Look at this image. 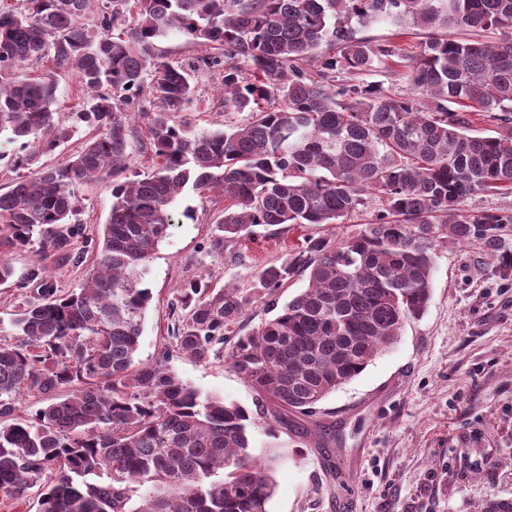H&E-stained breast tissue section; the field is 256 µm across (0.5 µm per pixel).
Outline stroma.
I'll return each mask as SVG.
<instances>
[{"label": "stroma", "mask_w": 512, "mask_h": 512, "mask_svg": "<svg viewBox=\"0 0 512 512\" xmlns=\"http://www.w3.org/2000/svg\"><path fill=\"white\" fill-rule=\"evenodd\" d=\"M53 75L56 98L77 131L49 156L62 162L79 149L88 129L77 113L83 94L73 77L44 62L17 70V77ZM196 103L182 119L195 129L241 123L245 115L224 109L217 72L198 70ZM82 235L96 239L112 205L107 184L78 192ZM180 224L170 230L151 262V301L136 362L150 364L169 350V368L202 395L252 407V389L224 356L199 362L174 350L171 306L188 278L202 275L219 286L255 288L258 271L291 260L306 237L336 239L371 222L385 204L372 197L361 215L339 224H281L243 240V261L208 248L220 197L188 192L175 203ZM306 435H270L267 421L251 428L254 452L271 458L275 491L268 512H479L491 499L512 501V223L499 225L493 245L448 241L435 250L431 300L408 321L397 342L357 377L330 394L305 422ZM332 429L327 453L314 447L313 432ZM330 457L336 469L322 465Z\"/></svg>", "instance_id": "35a3bbf8"}]
</instances>
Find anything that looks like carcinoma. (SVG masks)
<instances>
[{
	"label": "carcinoma",
	"instance_id": "carcinoma-1",
	"mask_svg": "<svg viewBox=\"0 0 512 512\" xmlns=\"http://www.w3.org/2000/svg\"><path fill=\"white\" fill-rule=\"evenodd\" d=\"M380 22L394 38L419 37L418 52L356 36ZM489 30L499 45L482 40ZM171 31L220 55L169 62L155 42ZM394 57L408 81L398 97L347 79ZM44 60L76 77L87 95L79 118L95 131L54 166L41 157L72 136L53 109L55 82L11 80ZM211 68L224 111L248 118L197 131L176 118L194 102L191 72ZM135 101L140 112L125 111ZM472 111L496 134H468ZM138 116L155 161L145 176L124 164ZM0 137L19 145L0 152L19 172L0 194V252L38 245L17 280L0 261V285H38L14 319L25 342L0 343V492L38 488L37 512H268L275 484L252 452L255 417L300 433L294 417L313 415L423 314L437 243H491L504 221L463 205L512 193V0H5ZM105 176L112 206L96 266L59 295L50 263L83 262L76 189ZM189 190L224 196L210 236L219 254L258 227L339 224L370 194L386 203L356 234L307 238L249 293L203 276L182 285L175 347L197 361L219 353L251 302L275 311L227 356L253 413L202 396L168 368L167 349L135 363L151 258ZM296 276L307 287L278 305ZM23 395L46 405L14 418Z\"/></svg>",
	"mask_w": 512,
	"mask_h": 512
}]
</instances>
